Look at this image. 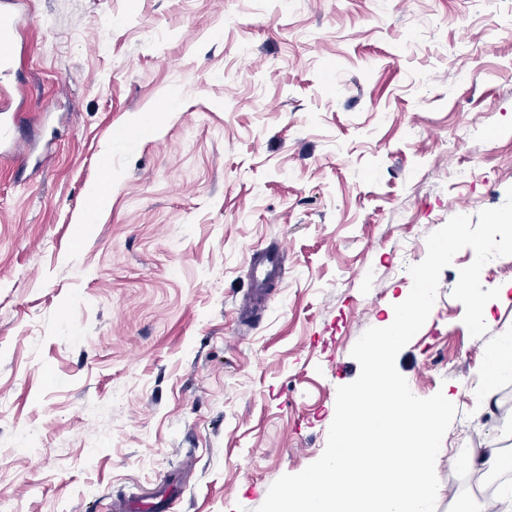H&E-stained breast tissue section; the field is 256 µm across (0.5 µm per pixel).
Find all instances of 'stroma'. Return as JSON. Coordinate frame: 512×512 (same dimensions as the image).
Returning <instances> with one entry per match:
<instances>
[{"instance_id": "35a3bbf8", "label": "stroma", "mask_w": 512, "mask_h": 512, "mask_svg": "<svg viewBox=\"0 0 512 512\" xmlns=\"http://www.w3.org/2000/svg\"><path fill=\"white\" fill-rule=\"evenodd\" d=\"M31 20L5 83L0 149V504L138 506L192 464L175 512H257L323 453L351 351L408 296V266L451 217L512 187V0H20ZM157 115L153 134L121 139ZM467 181H460L461 172ZM95 222H87L88 210ZM284 275L244 316L248 260ZM396 368L454 397L512 485V256L488 262L483 336L452 291ZM437 512H506L482 476ZM512 370V335L497 336L487 350V358L484 370V384L488 391V397L493 395L492 387L499 376Z\"/></svg>"}]
</instances>
